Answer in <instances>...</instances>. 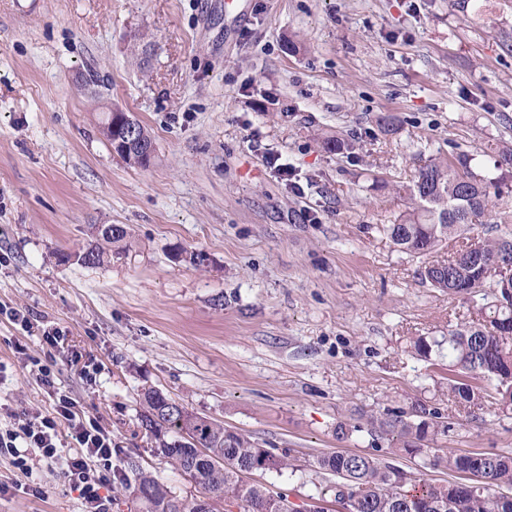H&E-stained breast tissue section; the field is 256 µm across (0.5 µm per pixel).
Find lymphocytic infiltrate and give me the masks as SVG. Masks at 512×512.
<instances>
[{
	"mask_svg": "<svg viewBox=\"0 0 512 512\" xmlns=\"http://www.w3.org/2000/svg\"><path fill=\"white\" fill-rule=\"evenodd\" d=\"M24 364L35 380L49 389L54 401L53 415L28 410L7 411L6 428H0V449L14 452L13 463L28 471L26 456L15 453L16 444L37 450L47 464H58L68 484L79 493L84 512H110L112 498V434L96 418L84 415L69 393L56 388L52 369L41 359L26 356ZM67 426L71 452H64L60 426Z\"/></svg>",
	"mask_w": 512,
	"mask_h": 512,
	"instance_id": "1",
	"label": "lymphocytic infiltrate"
}]
</instances>
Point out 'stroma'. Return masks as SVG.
<instances>
[{"mask_svg":"<svg viewBox=\"0 0 512 512\" xmlns=\"http://www.w3.org/2000/svg\"><path fill=\"white\" fill-rule=\"evenodd\" d=\"M152 135L150 168L98 131L104 104ZM355 143L327 148L328 138ZM512 0H0V304L67 328L101 366L83 382L61 354L0 317V404L53 400L13 346L53 365L85 414L181 499L199 488L138 431L154 387L295 467L250 479L294 505L324 496L322 454L376 455L449 480L433 458L512 454V411L448 404L413 336L470 321L471 302L422 284L424 258L383 233L417 169L469 154L500 201L484 223L512 236ZM281 155L294 182L266 159ZM96 224L125 253L74 260ZM202 254L194 266L190 253ZM423 402L452 428L430 454L370 430ZM353 425L337 439V423ZM0 482L36 483L0 512H83L60 470L0 453Z\"/></svg>","mask_w":512,"mask_h":512,"instance_id":"35a3bbf8","label":"stroma"}]
</instances>
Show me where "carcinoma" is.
I'll return each instance as SVG.
<instances>
[{
  "label": "carcinoma",
  "mask_w": 512,
  "mask_h": 512,
  "mask_svg": "<svg viewBox=\"0 0 512 512\" xmlns=\"http://www.w3.org/2000/svg\"><path fill=\"white\" fill-rule=\"evenodd\" d=\"M472 158L460 154L443 162L432 160L420 167L410 188L411 209L382 231L401 252L423 256L448 248V259L434 261L420 271L422 282L436 291L474 303V318L441 338L416 336L410 352L425 360L435 355L448 367V402L481 407L492 398L504 412L512 410V293L491 267L493 257L512 253V238L487 235L469 237L474 226L495 206L490 196L492 179L476 173ZM127 236L120 224L96 226L95 241L79 254L85 266L112 260V246ZM491 292H485V289ZM493 386L489 394L487 386ZM139 427L153 444L156 455L188 476L214 506H235L239 512H279L285 495L248 483L252 470L280 472L291 467L287 451L274 453L246 435L190 410L161 390L142 393ZM451 422L436 407L417 403L405 412L381 421L379 433L400 430L399 452L418 456L428 452L425 442L445 435ZM455 479L424 482L406 488V476L397 466L361 452L323 454L314 462L320 472L336 482V501L348 499L347 512H512V456L448 452L437 458ZM134 493L145 512H168L175 497L167 486L133 461ZM468 471H481L490 482L472 487L460 481Z\"/></svg>",
  "instance_id": "carcinoma-1"
}]
</instances>
